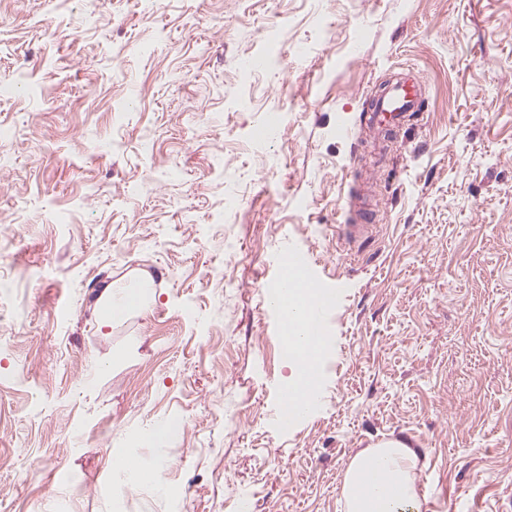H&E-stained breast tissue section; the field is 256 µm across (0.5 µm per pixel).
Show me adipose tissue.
I'll use <instances>...</instances> for the list:
<instances>
[{"label":"adipose tissue","instance_id":"obj_1","mask_svg":"<svg viewBox=\"0 0 512 512\" xmlns=\"http://www.w3.org/2000/svg\"><path fill=\"white\" fill-rule=\"evenodd\" d=\"M314 298L309 289L290 290L284 300L288 309L285 338L293 359L288 387L300 398H315V368L324 345H305L297 334ZM418 457L401 440H384L359 451L350 461L344 477L346 512H417L415 492Z\"/></svg>","mask_w":512,"mask_h":512}]
</instances>
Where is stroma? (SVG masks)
Here are the masks:
<instances>
[{"label": "stroma", "instance_id": "obj_1", "mask_svg": "<svg viewBox=\"0 0 512 512\" xmlns=\"http://www.w3.org/2000/svg\"><path fill=\"white\" fill-rule=\"evenodd\" d=\"M408 67L378 163L361 116ZM0 86V512H345L390 438L420 512H512V0H0ZM289 247L336 299L282 429ZM110 283L148 305L103 329ZM423 95V82L417 74H399L370 101L366 118L374 133L377 136L386 135L407 118L410 119L421 110Z\"/></svg>", "mask_w": 512, "mask_h": 512}]
</instances>
